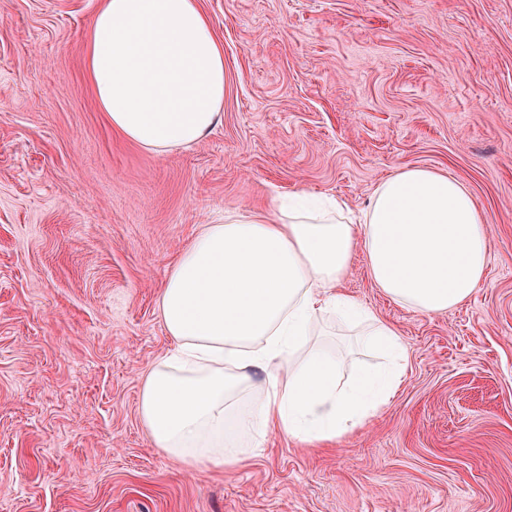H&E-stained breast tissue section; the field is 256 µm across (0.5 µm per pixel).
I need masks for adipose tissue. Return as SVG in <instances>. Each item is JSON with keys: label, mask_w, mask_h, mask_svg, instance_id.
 <instances>
[{"label": "adipose tissue", "mask_w": 512, "mask_h": 512, "mask_svg": "<svg viewBox=\"0 0 512 512\" xmlns=\"http://www.w3.org/2000/svg\"><path fill=\"white\" fill-rule=\"evenodd\" d=\"M85 64L113 130L146 150L193 145L223 118L224 48L198 0H103ZM491 244L470 189L422 167L378 185L356 223L303 191L270 214L225 213L179 255L160 295L172 348L148 367L138 405L153 446L192 467L223 462L244 434L333 442L363 426L394 396L407 350L340 291L355 254L392 300L440 314L483 285ZM325 313L365 324L393 367L340 386L343 358L311 343Z\"/></svg>", "instance_id": "1"}]
</instances>
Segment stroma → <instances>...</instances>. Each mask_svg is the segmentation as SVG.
I'll list each match as a JSON object with an SVG mask.
<instances>
[{"label":"stroma","instance_id":"1","mask_svg":"<svg viewBox=\"0 0 512 512\" xmlns=\"http://www.w3.org/2000/svg\"><path fill=\"white\" fill-rule=\"evenodd\" d=\"M99 0H0V512H512V0H199L224 116L154 153L99 112ZM467 185L485 287L441 314L342 291L396 326L404 381L327 448L279 433L184 469L138 413L171 340L158 301L202 225L295 191L353 213L408 167ZM345 373L381 364L327 319Z\"/></svg>","mask_w":512,"mask_h":512}]
</instances>
